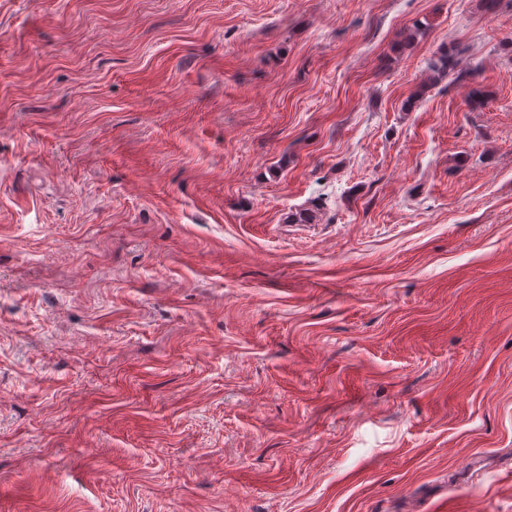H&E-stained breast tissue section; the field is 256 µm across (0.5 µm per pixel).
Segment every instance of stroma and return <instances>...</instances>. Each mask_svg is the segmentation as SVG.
<instances>
[{"instance_id": "stroma-1", "label": "stroma", "mask_w": 512, "mask_h": 512, "mask_svg": "<svg viewBox=\"0 0 512 512\" xmlns=\"http://www.w3.org/2000/svg\"><path fill=\"white\" fill-rule=\"evenodd\" d=\"M474 503L512 0H0V512Z\"/></svg>"}]
</instances>
